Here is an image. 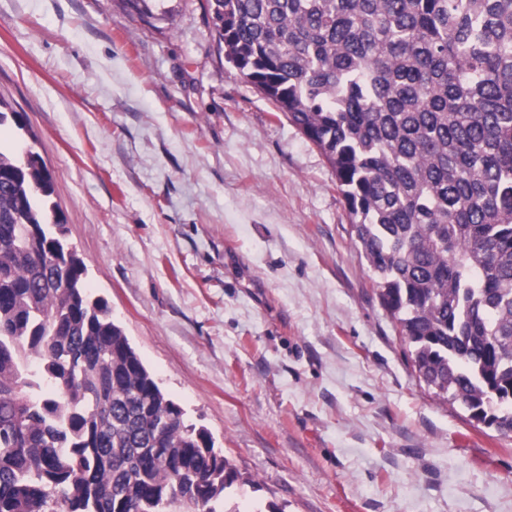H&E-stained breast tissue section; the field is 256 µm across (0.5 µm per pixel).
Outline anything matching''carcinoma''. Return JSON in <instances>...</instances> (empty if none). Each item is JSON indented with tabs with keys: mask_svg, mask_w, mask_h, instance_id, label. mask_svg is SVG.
Listing matches in <instances>:
<instances>
[{
	"mask_svg": "<svg viewBox=\"0 0 512 512\" xmlns=\"http://www.w3.org/2000/svg\"><path fill=\"white\" fill-rule=\"evenodd\" d=\"M233 67L326 158L415 370L512 433V0H207ZM0 148V512H239Z\"/></svg>",
	"mask_w": 512,
	"mask_h": 512,
	"instance_id": "cac0c4a2",
	"label": "carcinoma"
}]
</instances>
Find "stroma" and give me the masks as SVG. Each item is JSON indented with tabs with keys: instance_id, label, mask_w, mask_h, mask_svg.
I'll return each mask as SVG.
<instances>
[{
	"instance_id": "35a3bbf8",
	"label": "stroma",
	"mask_w": 512,
	"mask_h": 512,
	"mask_svg": "<svg viewBox=\"0 0 512 512\" xmlns=\"http://www.w3.org/2000/svg\"><path fill=\"white\" fill-rule=\"evenodd\" d=\"M0 100L147 370L240 512H512V434L419 380L325 157L206 0H0Z\"/></svg>"
}]
</instances>
